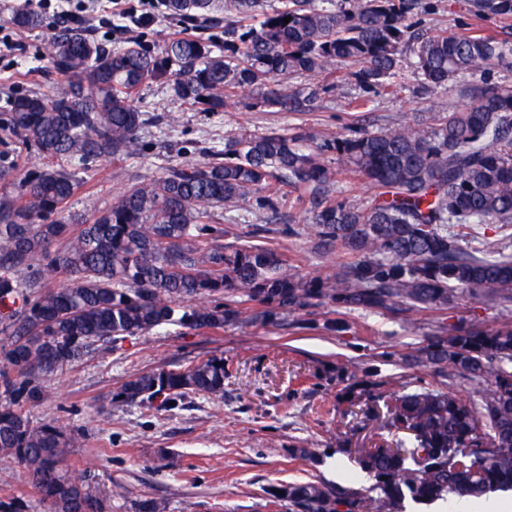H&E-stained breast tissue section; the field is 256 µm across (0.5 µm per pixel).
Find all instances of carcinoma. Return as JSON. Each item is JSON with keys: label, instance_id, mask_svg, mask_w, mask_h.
Listing matches in <instances>:
<instances>
[{"label": "carcinoma", "instance_id": "obj_1", "mask_svg": "<svg viewBox=\"0 0 512 512\" xmlns=\"http://www.w3.org/2000/svg\"><path fill=\"white\" fill-rule=\"evenodd\" d=\"M484 17L512 19V0H475ZM427 0H165L139 34L117 46L79 25L19 10V29H49L50 67L59 94L15 97L3 129L16 137L0 154V454L27 472L50 512H111L109 496L69 475L74 438L35 426L25 406L43 396V380L82 354L162 325L219 330L240 318L273 322L296 310H361L409 319L459 299L490 293L512 309V86H469L471 102L436 112L434 126L369 128L363 113L394 96L409 71L427 93L457 78L484 75L512 56V32L454 35L427 30ZM224 23L215 50L196 24ZM291 17L289 22L284 18ZM164 20L191 27L157 53L145 29ZM345 68L359 94L357 121L333 136L302 127L241 137L203 161L171 166L132 182L102 211L67 216L71 169L130 153L145 117L137 89L172 84L186 104L220 112L250 93L274 112H314ZM322 76L288 88L281 76ZM31 147L45 166L20 175L15 157ZM343 164L334 167L329 157ZM364 181L374 198L357 204L348 184ZM292 189L286 197L281 187ZM255 198L250 238H265L284 209L311 214L323 246L354 260L305 279L283 271L267 244L217 243L218 211ZM496 224L502 239H478ZM209 303L183 307L190 298ZM261 310L251 309V305ZM416 368L457 376L473 391L422 381L390 392L386 382L342 392L346 415L387 432L357 463L369 489L291 482L271 493L291 512H401L416 503L459 497L483 502L512 490V323L496 327L439 322L428 343L408 355ZM224 360L160 368L123 383L115 399L158 410L190 392L224 396ZM175 405H169V402Z\"/></svg>", "mask_w": 512, "mask_h": 512}]
</instances>
